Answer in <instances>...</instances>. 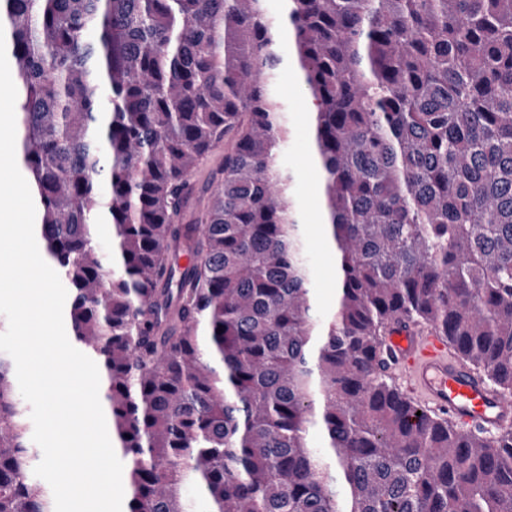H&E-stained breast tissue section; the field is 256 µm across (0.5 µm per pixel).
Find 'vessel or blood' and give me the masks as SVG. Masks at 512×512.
<instances>
[{"label": "vessel or blood", "mask_w": 512, "mask_h": 512, "mask_svg": "<svg viewBox=\"0 0 512 512\" xmlns=\"http://www.w3.org/2000/svg\"><path fill=\"white\" fill-rule=\"evenodd\" d=\"M383 352L411 391L452 423L488 432L512 425V399L495 390L486 375L456 360L440 333L396 322L384 338Z\"/></svg>", "instance_id": "1"}]
</instances>
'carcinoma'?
Instances as JSON below:
<instances>
[{
  "instance_id": "cac0c4a2",
  "label": "carcinoma",
  "mask_w": 512,
  "mask_h": 512,
  "mask_svg": "<svg viewBox=\"0 0 512 512\" xmlns=\"http://www.w3.org/2000/svg\"><path fill=\"white\" fill-rule=\"evenodd\" d=\"M286 2L0 0L16 153L124 512H512V430L461 429L381 369L391 324H425L512 397V0ZM285 28L336 261L323 318L281 161ZM40 461L0 353V512H55Z\"/></svg>"
}]
</instances>
